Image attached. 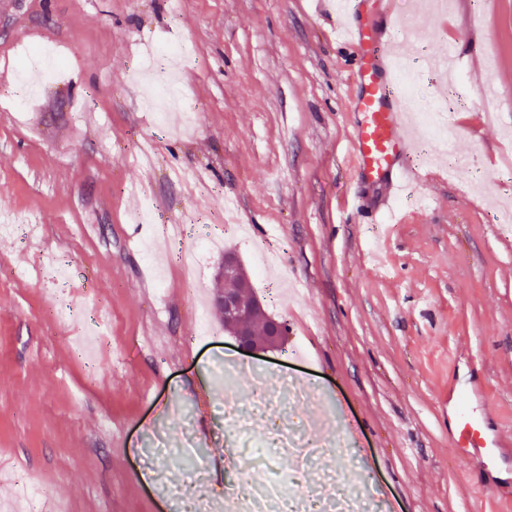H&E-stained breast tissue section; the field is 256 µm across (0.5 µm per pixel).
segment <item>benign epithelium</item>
I'll return each instance as SVG.
<instances>
[{
  "mask_svg": "<svg viewBox=\"0 0 512 512\" xmlns=\"http://www.w3.org/2000/svg\"><path fill=\"white\" fill-rule=\"evenodd\" d=\"M220 275L226 283L249 282V277L239 258L233 253L224 254V266ZM224 324L234 336L237 346L246 353L268 351L275 348L284 335L285 327L276 320H269L265 340L259 341L252 334L251 319L255 311L262 309L259 301L243 295L237 288H226L218 297Z\"/></svg>",
  "mask_w": 512,
  "mask_h": 512,
  "instance_id": "1",
  "label": "benign epithelium"
}]
</instances>
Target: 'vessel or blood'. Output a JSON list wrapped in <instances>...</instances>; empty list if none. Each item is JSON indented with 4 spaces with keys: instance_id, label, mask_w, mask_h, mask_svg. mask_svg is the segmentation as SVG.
Here are the masks:
<instances>
[{
    "instance_id": "b4317fda",
    "label": "vessel or blood",
    "mask_w": 512,
    "mask_h": 512,
    "mask_svg": "<svg viewBox=\"0 0 512 512\" xmlns=\"http://www.w3.org/2000/svg\"><path fill=\"white\" fill-rule=\"evenodd\" d=\"M366 0H346L345 43L353 47L349 60L355 93L351 110L356 120L351 129L352 161L356 176L373 185L406 184L422 181L420 169L400 167L399 162L418 135L413 128L410 109L398 91L395 60L399 45L386 29L351 23V16L363 12ZM477 387L450 392L456 422L470 423L471 403L481 398Z\"/></svg>"
}]
</instances>
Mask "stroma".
Wrapping results in <instances>:
<instances>
[{
  "instance_id": "obj_1",
  "label": "stroma",
  "mask_w": 512,
  "mask_h": 512,
  "mask_svg": "<svg viewBox=\"0 0 512 512\" xmlns=\"http://www.w3.org/2000/svg\"><path fill=\"white\" fill-rule=\"evenodd\" d=\"M408 41L419 109L448 104L460 171L432 166L397 200L391 234L363 223L348 135L353 85L338 0H0V512H184L151 474L204 466L224 501L230 424L215 411L226 362L311 385L317 406L270 422L319 424L322 469L379 484L393 512H512V448L457 460L448 391L488 396L483 425L512 436V0H447ZM170 41L179 62L140 58ZM66 55L25 107L3 99L26 52ZM177 84L178 125L150 98ZM222 239L199 253L197 238ZM235 252L254 271L279 349L243 358L215 307ZM66 272L57 280L50 262ZM205 307L211 334L197 335Z\"/></svg>"
}]
</instances>
